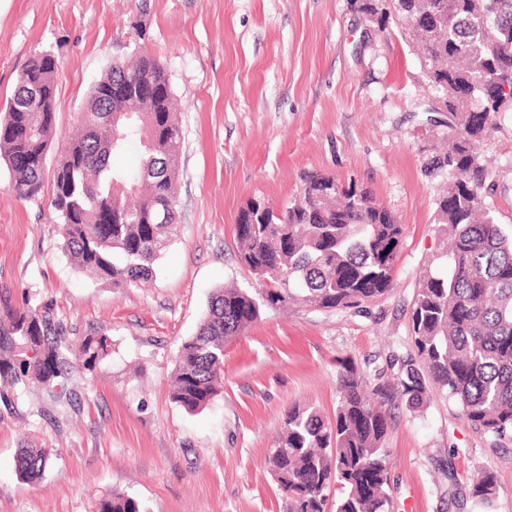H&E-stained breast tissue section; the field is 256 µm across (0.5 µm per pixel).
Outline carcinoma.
Wrapping results in <instances>:
<instances>
[{
	"label": "carcinoma",
	"mask_w": 512,
	"mask_h": 512,
	"mask_svg": "<svg viewBox=\"0 0 512 512\" xmlns=\"http://www.w3.org/2000/svg\"><path fill=\"white\" fill-rule=\"evenodd\" d=\"M350 7L381 29L391 17L413 21L402 34L434 92L429 111L445 113L424 172L451 176L435 200L450 238L448 262L424 276L412 310L414 352L396 380H368L345 364L333 418L288 407L267 458L284 512H328L330 504L335 512H388L390 412L400 404L422 406L432 386L475 429L496 441L512 438V228L485 207L488 173L474 152L496 114L512 112V93L503 90L512 89V0H350ZM57 68L54 55L31 54L0 116V158L11 190L27 200L43 193L57 121ZM125 84L145 95L111 97L113 87ZM172 100L167 72L145 52L112 62L91 86L77 114L80 133L55 164L49 196L62 250L80 272L117 287L155 276L178 220L182 129ZM134 143L141 148L138 166L113 167L112 156ZM153 212L162 223L143 220ZM234 231L240 261L259 287L214 292L196 333L179 345L172 399L187 411L218 395L224 346L264 309L294 303L352 309L388 293L403 229L369 188L312 172L299 196L279 209L250 200ZM110 346L106 336L86 337L78 350L92 364ZM64 364L50 308L27 300L0 308V379L14 395L36 388L59 400ZM52 460L50 449L27 446L16 468L22 478L39 480ZM333 488L340 496L332 503ZM496 492L491 471L470 488L481 503ZM100 512L143 510L136 499L114 493Z\"/></svg>",
	"instance_id": "obj_1"
}]
</instances>
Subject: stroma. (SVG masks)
Here are the masks:
<instances>
[{
	"mask_svg": "<svg viewBox=\"0 0 512 512\" xmlns=\"http://www.w3.org/2000/svg\"><path fill=\"white\" fill-rule=\"evenodd\" d=\"M144 49L167 70L183 131L179 224L153 280L113 287L63 253L47 198L23 200L0 165V301L50 307L71 346L69 400L44 416L38 390L0 406V512H98L113 491L144 512H283L266 457L289 406L333 416L337 374L396 377L414 348L411 312L426 271L445 268V233L423 172L437 129L419 64L395 26L379 30L349 0H0V109L29 56L58 61L49 162L112 59ZM499 223L512 225V112L477 148ZM307 172L368 187L403 227L384 296L357 309L265 310L225 348L224 388L204 408L171 399L180 342L211 294L256 287L234 224L254 197L281 206ZM105 336L90 367L76 348ZM390 512H512V441L471 427L431 391L391 412ZM51 449L42 479L15 469L21 445ZM497 477L489 504L470 478Z\"/></svg>",
	"mask_w": 512,
	"mask_h": 512,
	"instance_id": "35a3bbf8",
	"label": "stroma"
}]
</instances>
